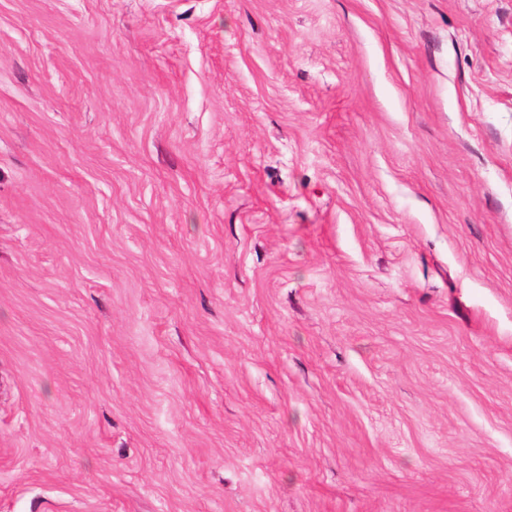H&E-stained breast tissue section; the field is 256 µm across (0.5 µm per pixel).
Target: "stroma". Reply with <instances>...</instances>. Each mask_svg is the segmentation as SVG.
<instances>
[{"instance_id":"1","label":"stroma","mask_w":512,"mask_h":512,"mask_svg":"<svg viewBox=\"0 0 512 512\" xmlns=\"http://www.w3.org/2000/svg\"><path fill=\"white\" fill-rule=\"evenodd\" d=\"M0 512H512V0H0Z\"/></svg>"}]
</instances>
